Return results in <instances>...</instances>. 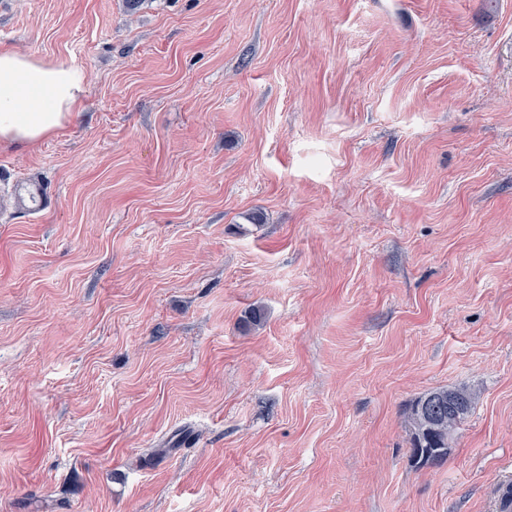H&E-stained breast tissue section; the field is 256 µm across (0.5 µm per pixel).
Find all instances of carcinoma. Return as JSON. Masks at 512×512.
I'll return each mask as SVG.
<instances>
[{"label": "carcinoma", "instance_id": "carcinoma-1", "mask_svg": "<svg viewBox=\"0 0 512 512\" xmlns=\"http://www.w3.org/2000/svg\"><path fill=\"white\" fill-rule=\"evenodd\" d=\"M430 396H448V389L437 388L415 398L405 413V422L410 438V458L418 467H431L442 464L448 456L450 440L454 434L448 433V414H443L440 421L428 424L419 422L420 407Z\"/></svg>", "mask_w": 512, "mask_h": 512}]
</instances>
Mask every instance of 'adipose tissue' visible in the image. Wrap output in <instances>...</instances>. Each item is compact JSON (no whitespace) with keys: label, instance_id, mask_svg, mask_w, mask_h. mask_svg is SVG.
Returning <instances> with one entry per match:
<instances>
[{"label":"adipose tissue","instance_id":"ef3b65f1","mask_svg":"<svg viewBox=\"0 0 512 512\" xmlns=\"http://www.w3.org/2000/svg\"><path fill=\"white\" fill-rule=\"evenodd\" d=\"M83 68L0 49V144L26 148L60 135L81 111Z\"/></svg>","mask_w":512,"mask_h":512}]
</instances>
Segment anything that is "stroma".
Segmentation results:
<instances>
[{
	"instance_id": "stroma-1",
	"label": "stroma",
	"mask_w": 512,
	"mask_h": 512,
	"mask_svg": "<svg viewBox=\"0 0 512 512\" xmlns=\"http://www.w3.org/2000/svg\"><path fill=\"white\" fill-rule=\"evenodd\" d=\"M0 48L87 73L0 145L51 199L0 211V512H503L512 0H0ZM456 390L467 394L470 402L466 412L459 420L458 427L451 434H448V418L460 415L466 406L464 397L453 389L437 388L430 390L415 398L408 406L405 413V422L411 445L410 458L416 466L431 467L442 464L448 456V448L453 442V437L457 430L460 429L462 423L474 409L479 395L467 388H458ZM430 396L447 397L448 405L445 406L444 414L439 422L432 421L428 424H423L419 422L420 407L424 400Z\"/></svg>"
}]
</instances>
